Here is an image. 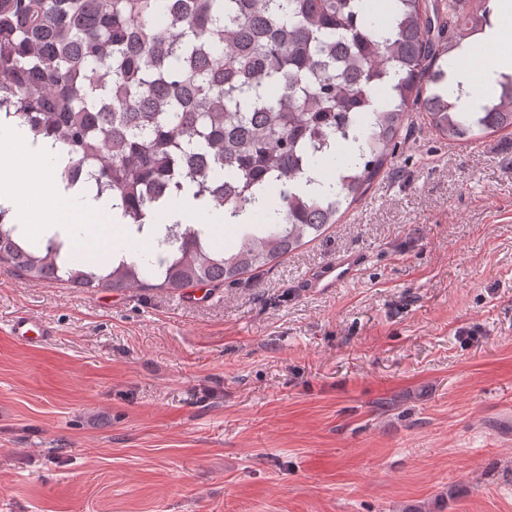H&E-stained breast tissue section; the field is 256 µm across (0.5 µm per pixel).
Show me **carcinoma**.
<instances>
[{"instance_id":"carcinoma-1","label":"carcinoma","mask_w":512,"mask_h":512,"mask_svg":"<svg viewBox=\"0 0 512 512\" xmlns=\"http://www.w3.org/2000/svg\"><path fill=\"white\" fill-rule=\"evenodd\" d=\"M487 3L387 0L371 19L366 0H0V114L63 150L65 190H95L135 236L186 196L234 218L279 197L274 222L237 225L233 250L176 220L151 251L90 263L0 206V263L34 281L181 291L286 256L387 172L409 113L456 144L512 128V74L476 112L448 100L442 60L482 31ZM350 142L356 158L329 165Z\"/></svg>"}]
</instances>
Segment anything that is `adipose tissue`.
<instances>
[{"label": "adipose tissue", "mask_w": 512, "mask_h": 512, "mask_svg": "<svg viewBox=\"0 0 512 512\" xmlns=\"http://www.w3.org/2000/svg\"><path fill=\"white\" fill-rule=\"evenodd\" d=\"M490 14L477 43L466 45L451 61L448 94L458 111L470 112L478 104L480 91L493 88L500 74H512V0H489ZM495 52L491 64H482L483 49ZM28 149L34 159L25 171L2 168L5 160L16 159L20 149ZM54 149L32 146L27 132L15 123L0 119V205L16 207L21 195L48 196L49 208L34 211V224H76L80 232L75 244L108 256L124 250V240L102 233L103 224L111 222L112 212L105 200L94 199L92 193L65 192L48 185L42 174L44 164L57 161Z\"/></svg>", "instance_id": "1"}]
</instances>
